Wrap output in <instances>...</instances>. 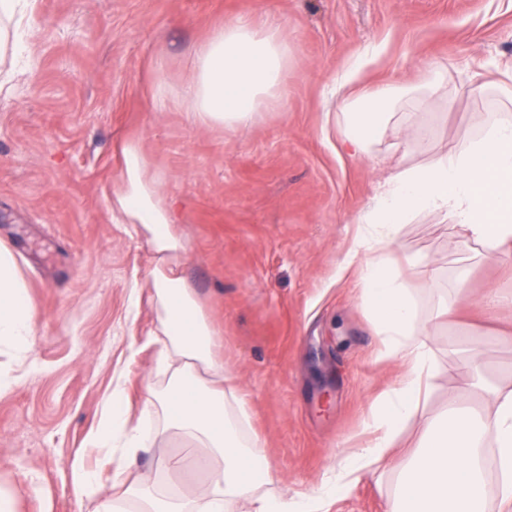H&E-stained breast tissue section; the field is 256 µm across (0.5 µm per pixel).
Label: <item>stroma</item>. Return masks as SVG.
I'll use <instances>...</instances> for the list:
<instances>
[{
  "label": "stroma",
  "instance_id": "stroma-1",
  "mask_svg": "<svg viewBox=\"0 0 512 512\" xmlns=\"http://www.w3.org/2000/svg\"><path fill=\"white\" fill-rule=\"evenodd\" d=\"M242 15L287 39L286 92L248 129L193 125L194 50ZM21 25L30 71L0 91V244L34 307L30 373L0 396V483L17 490V512H94L76 498L68 466L80 456L110 480L85 439L115 372L126 375L131 413L146 395L153 256L112 215L130 139L147 177L179 204L185 275L220 333L272 474L288 491L313 489L339 450L358 447L373 400L401 373L379 355L355 270L339 265L377 172L340 151L327 87L357 59L363 86L415 83L442 67V97L413 112L429 136L407 144L391 127L374 147L426 163L494 113H512L511 99L470 80L477 70L496 80L495 63L512 60V0H36ZM397 247L439 271L433 290L414 277L420 315L443 300L454 310L437 337L429 413L455 389L461 405H481L461 390L472 369L460 352L479 340L484 375L512 383V307L476 305L486 289L512 292V260L476 259L472 243L432 216L405 225ZM462 267L470 279L459 295ZM135 291L144 298L132 318ZM31 477L40 496L25 491Z\"/></svg>",
  "mask_w": 512,
  "mask_h": 512
}]
</instances>
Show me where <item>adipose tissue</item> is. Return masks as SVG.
I'll return each mask as SVG.
<instances>
[{
	"mask_svg": "<svg viewBox=\"0 0 512 512\" xmlns=\"http://www.w3.org/2000/svg\"><path fill=\"white\" fill-rule=\"evenodd\" d=\"M31 7L32 0H0V63L9 62L18 75L29 67L20 22ZM287 65L288 42L277 32L260 31L245 18L213 27L194 56L189 120L247 129L265 101L280 95ZM443 86L441 71L431 68L420 85L380 83L336 101L343 152L384 170L342 264L358 268L362 305L384 357L397 360L402 374L372 404L368 439L348 449L312 493L298 498L276 489L247 402L218 355L219 333L182 272L188 244L176 229L175 202L146 177L139 143L123 144L124 178L112 207L153 252L150 296L157 324L149 341L158 352L139 414H130L124 381L116 379L87 438L89 447L115 464L113 492H104L99 474L76 459L69 476L79 499L94 502L95 512H327L368 475L393 469L398 479L386 512H486L485 463L491 457L498 512H512V386L478 375L472 385L484 393L479 411H459L452 391L443 414L427 413L437 373V323L449 308L421 317L411 275L422 268L433 282L438 271L424 257L393 253L403 225L427 215L458 229L481 246L483 256L512 257V113H497L479 133L459 138L426 164L406 165L373 153L402 100L425 103ZM33 317L16 260L0 245V355L9 358L8 367H0V395L25 374ZM411 422L419 425V435L403 453L401 434ZM171 437L185 451L161 459L159 469H198V487L166 495L148 474L127 483L126 461Z\"/></svg>",
	"mask_w": 512,
	"mask_h": 512,
	"instance_id": "1",
	"label": "adipose tissue"
}]
</instances>
